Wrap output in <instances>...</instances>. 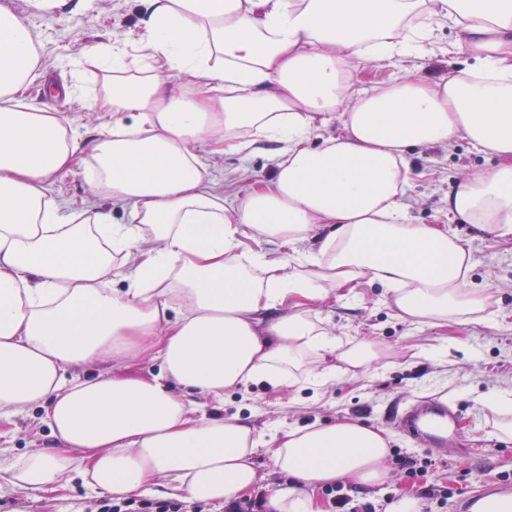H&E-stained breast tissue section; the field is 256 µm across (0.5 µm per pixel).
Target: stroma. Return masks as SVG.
<instances>
[{"label": "stroma", "instance_id": "obj_1", "mask_svg": "<svg viewBox=\"0 0 512 512\" xmlns=\"http://www.w3.org/2000/svg\"><path fill=\"white\" fill-rule=\"evenodd\" d=\"M30 27L42 71L25 91L28 100L57 116L71 120L77 139L94 135L98 112L84 102V90L105 95L112 89L109 74L75 60L113 42L135 43L142 27L143 0H80L48 16L31 0H0ZM455 32L447 24L435 31L436 52L425 59L408 58L395 64L367 60L358 78L364 87L397 81L407 74L435 79L452 66L473 65V58L448 54ZM414 169L412 186L404 201L415 224H440L458 235L471 251L474 280L486 290L482 318L468 323L412 321L394 316L385 304L378 283L362 279L348 295L334 293L319 309L323 327L345 347L369 346L379 354L370 366L338 363L336 375L325 384L306 383L276 390L251 382L226 391L223 403H207V414L237 418L268 434L313 424L354 418L392 436L388 479L379 485L342 484L343 493L356 503L385 512L388 501L408 493L419 495L428 485L447 497L433 512H456L463 489L512 480V437L498 428L503 419L492 398L512 393V239L504 240L479 225L463 222L448 212V194L455 182L495 160L468 140L448 145L416 146L408 151ZM203 161L224 187L225 203H233L254 180L267 179L275 169L272 145L248 154L204 153ZM50 195L66 207L105 204L81 170L56 174ZM453 404L462 419L461 441L467 456L439 452L409 442L394 421L397 410L429 397ZM41 412L31 409L0 422V460L51 447ZM430 460L427 473L409 474L404 461ZM103 497L74 481L61 498L38 499L8 485L0 486V512H101Z\"/></svg>", "mask_w": 512, "mask_h": 512}]
</instances>
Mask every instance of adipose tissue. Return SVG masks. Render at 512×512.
Wrapping results in <instances>:
<instances>
[{
  "instance_id": "1",
  "label": "adipose tissue",
  "mask_w": 512,
  "mask_h": 512,
  "mask_svg": "<svg viewBox=\"0 0 512 512\" xmlns=\"http://www.w3.org/2000/svg\"><path fill=\"white\" fill-rule=\"evenodd\" d=\"M135 50L90 56L112 75L105 120L86 149L70 125L26 101L39 79L28 26L0 9V414L32 406L54 440L0 466V483L45 496L71 472L99 495L194 502L246 496L264 449L285 480L272 512H324L317 488L376 485L389 436L352 419L272 439L207 417L199 397L255 381L324 382L328 357L358 367L313 314L332 291L370 278L398 317L470 321L486 294L463 240L411 223L406 151L463 137L495 166L459 179L448 210L512 236V0H146ZM449 54L475 59L435 80L368 92L356 62ZM345 132L311 146L318 114ZM279 144L271 180L236 206L204 147ZM80 167L128 212L62 208L47 184ZM313 241L294 271L245 240ZM160 360L159 375L76 376L95 362Z\"/></svg>"
}]
</instances>
